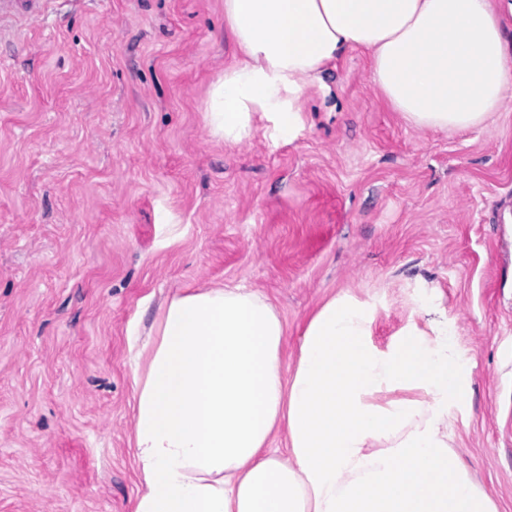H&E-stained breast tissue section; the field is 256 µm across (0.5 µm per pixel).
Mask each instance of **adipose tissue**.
I'll use <instances>...</instances> for the list:
<instances>
[{
  "instance_id": "1",
  "label": "adipose tissue",
  "mask_w": 512,
  "mask_h": 512,
  "mask_svg": "<svg viewBox=\"0 0 512 512\" xmlns=\"http://www.w3.org/2000/svg\"><path fill=\"white\" fill-rule=\"evenodd\" d=\"M511 23L512 0H224L234 61L208 91V134L294 135L348 49L368 51L410 126L478 128L512 101ZM376 319L373 300L332 295L287 370L288 325L264 294L173 295L133 377L134 512H498L452 449L448 408L468 402L472 364L440 302L419 298L383 346Z\"/></svg>"
}]
</instances>
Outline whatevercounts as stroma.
<instances>
[{
	"instance_id": "1",
	"label": "stroma",
	"mask_w": 512,
	"mask_h": 512,
	"mask_svg": "<svg viewBox=\"0 0 512 512\" xmlns=\"http://www.w3.org/2000/svg\"><path fill=\"white\" fill-rule=\"evenodd\" d=\"M224 0H51L0 39V512H133L130 347L185 288L244 285L288 323L340 291L374 340L436 286L472 396L453 447L512 512V104L408 125L345 51L292 143L206 131Z\"/></svg>"
}]
</instances>
